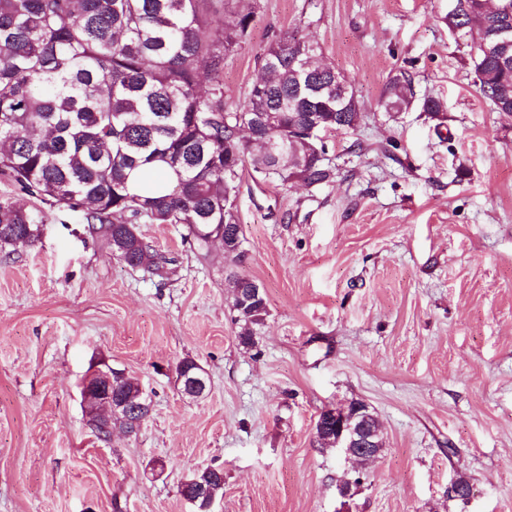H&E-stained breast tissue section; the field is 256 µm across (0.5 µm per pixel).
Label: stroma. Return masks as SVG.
Here are the masks:
<instances>
[{
  "label": "stroma",
  "mask_w": 512,
  "mask_h": 512,
  "mask_svg": "<svg viewBox=\"0 0 512 512\" xmlns=\"http://www.w3.org/2000/svg\"><path fill=\"white\" fill-rule=\"evenodd\" d=\"M224 63L236 107L279 32L316 41L363 104L326 136L330 185L243 173L244 257L202 254L179 224L140 230L173 258L163 281L42 207L34 243L0 248V512H194L180 486L224 470L214 512H512V116L474 83L448 0H257ZM414 102L387 112L390 74ZM444 99L442 119L421 101ZM264 290L254 347L238 340L235 278ZM209 379L183 394L178 361ZM150 395L137 435L92 432L81 379L102 365ZM360 400L381 454L355 467L321 446L327 409ZM163 472H153L155 462ZM473 488L447 497L455 479Z\"/></svg>",
  "instance_id": "1"
}]
</instances>
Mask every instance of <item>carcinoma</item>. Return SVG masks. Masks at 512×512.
Wrapping results in <instances>:
<instances>
[{
	"label": "carcinoma",
	"mask_w": 512,
	"mask_h": 512,
	"mask_svg": "<svg viewBox=\"0 0 512 512\" xmlns=\"http://www.w3.org/2000/svg\"><path fill=\"white\" fill-rule=\"evenodd\" d=\"M253 0H0V179L27 196L82 214L88 232L128 266L165 280L172 259L139 230L181 224L200 250L216 243L243 257L234 201L243 171L278 186L320 187L333 169L301 138L310 119L325 132L354 129L361 104L320 47L275 34L262 75L242 104L224 105V61L246 41ZM448 28L469 42L470 65L495 112L512 114V46L496 60L486 50L512 22V0H448ZM343 87L336 88V80ZM381 102L391 112L413 103L411 79L391 75ZM238 112H272L274 127L250 137ZM288 143V159L263 153L265 136ZM47 216L0 201V246L34 242ZM240 343L255 344L268 314L265 296L232 298ZM140 385L124 376L113 391L132 405ZM133 431V418L95 424ZM195 512H209L224 491V471L189 474Z\"/></svg>",
	"instance_id": "1"
}]
</instances>
